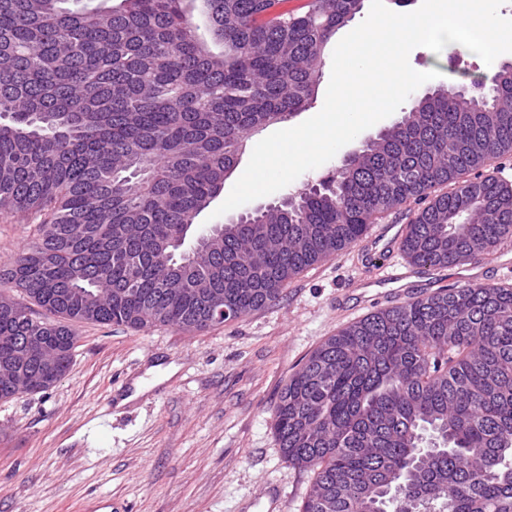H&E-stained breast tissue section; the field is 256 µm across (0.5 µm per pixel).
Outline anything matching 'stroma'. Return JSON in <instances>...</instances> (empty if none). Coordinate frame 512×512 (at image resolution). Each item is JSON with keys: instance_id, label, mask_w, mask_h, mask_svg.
<instances>
[{"instance_id": "1", "label": "stroma", "mask_w": 512, "mask_h": 512, "mask_svg": "<svg viewBox=\"0 0 512 512\" xmlns=\"http://www.w3.org/2000/svg\"><path fill=\"white\" fill-rule=\"evenodd\" d=\"M415 90L490 84L453 43L418 47ZM39 214L0 212V270L35 240ZM358 246L311 266L275 300L201 332L77 323L73 361L50 389L0 400V512H299L313 473L288 465L272 409L288 378L342 326L371 313ZM175 366L172 376L163 367ZM151 386L136 394L135 384Z\"/></svg>"}]
</instances>
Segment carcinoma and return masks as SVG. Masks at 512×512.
<instances>
[{
    "mask_svg": "<svg viewBox=\"0 0 512 512\" xmlns=\"http://www.w3.org/2000/svg\"><path fill=\"white\" fill-rule=\"evenodd\" d=\"M0 0V212L47 213L0 271L44 310H0V400L20 390L4 361L28 336L49 389L75 349L70 323L203 331L238 319L288 281L426 202L401 241L430 270L512 239V185L482 173L512 153V83L417 100L386 132L196 255L173 290L162 240L187 237L261 124L304 110L324 46L358 0ZM205 26L209 38L199 35ZM448 191L437 193V188ZM283 459L314 478L300 512H512V287L440 290L352 322L293 373L272 410Z\"/></svg>",
    "mask_w": 512,
    "mask_h": 512,
    "instance_id": "1",
    "label": "carcinoma"
}]
</instances>
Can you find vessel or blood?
Returning a JSON list of instances; mask_svg holds the SVG:
<instances>
[{
  "label": "vessel or blood",
  "mask_w": 512,
  "mask_h": 512,
  "mask_svg": "<svg viewBox=\"0 0 512 512\" xmlns=\"http://www.w3.org/2000/svg\"><path fill=\"white\" fill-rule=\"evenodd\" d=\"M406 227L402 224L377 223L371 225L362 253V263L373 270V277L368 278V285H392L391 293L382 294L384 302L391 303L405 295L407 289L421 287L420 273L409 262L393 263L389 257L398 248Z\"/></svg>",
  "instance_id": "b4317fda"
}]
</instances>
